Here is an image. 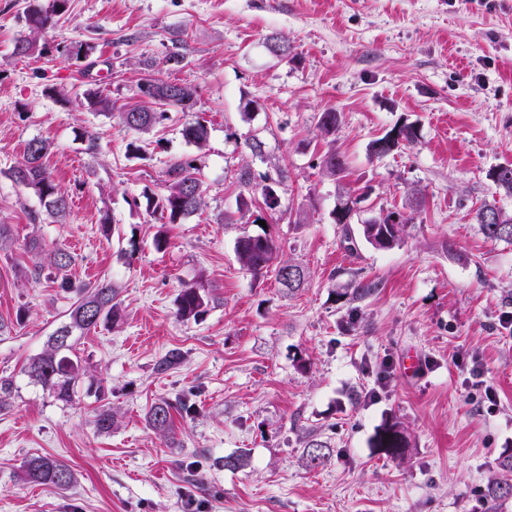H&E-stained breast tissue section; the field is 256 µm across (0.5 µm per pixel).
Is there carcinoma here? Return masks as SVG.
I'll use <instances>...</instances> for the list:
<instances>
[{"label": "carcinoma", "mask_w": 512, "mask_h": 512, "mask_svg": "<svg viewBox=\"0 0 512 512\" xmlns=\"http://www.w3.org/2000/svg\"><path fill=\"white\" fill-rule=\"evenodd\" d=\"M69 9V0H29L25 9V23L29 35L16 38L13 53L20 57H29L33 49H38V55L45 56L54 51L68 55V46L50 49L38 46L39 34L56 24ZM187 57V42L182 35L177 34L170 39V46L162 59V64L177 69ZM156 62H142L144 77L139 84V90L144 101L126 104L115 108L112 102L98 93L87 90L84 97L89 105L100 112L112 115L119 125L136 134L127 146V153L135 158L146 154L147 146L144 136L153 129L164 125L170 119V111L192 112L196 105L197 88L191 84H181V95L174 96L166 91L170 83L158 80L152 76ZM339 115L333 108L320 113L316 128L319 135L327 139L336 134ZM181 134L186 143L201 151L205 148L209 130L207 125L199 120L184 123ZM390 140L388 148H372L377 157H384L394 151H403L415 142V133L409 126L392 129L383 137L373 141L378 144ZM49 144L42 139L30 140L25 148L23 160L13 167L9 176L11 180L37 196L40 206L46 213L62 220L70 209V196L63 190L43 164V158L48 154ZM322 169L331 175L344 171V159L331 151L322 160ZM199 169L195 160L183 156L171 159L165 170L163 191L143 193L146 209L160 212L168 219V223L176 224L200 211L207 203L198 178ZM491 178L496 186L507 194H512V165H501L491 172ZM260 193L262 205L259 206L256 219L265 220L277 214H283L279 188L288 181V170L277 162L269 163L268 170L260 176ZM336 223L341 225L342 242L349 251L356 249L350 224L357 215V205L361 198L349 191L342 192L338 198ZM475 220L483 236L491 241L512 243V212L498 205L495 200L483 202L475 212ZM410 219L397 214L394 222L386 220L375 223L365 221L362 224V235L366 242L378 249H389L402 238ZM31 250L42 257L43 262L37 265L33 273L39 274L44 269L51 270L54 275L53 283L57 284L58 292L72 297L73 302L67 311V321L63 322L50 336L46 348L33 358L25 367L29 378L43 388L49 390L52 396L64 403L75 401L78 387L86 378H92L81 357L78 354L77 334L103 323L114 326L121 320L119 289L114 282L101 277L93 282L77 285L64 272L72 265L73 255L64 248H43L38 240H32ZM236 254L242 269L253 276H259L269 269H274L278 283L290 290L302 286L306 273L302 265L293 261L278 259L279 248L268 237L243 235L236 243ZM215 302L204 287L199 285L181 288L175 298V316L181 321L198 320L208 307ZM14 381L9 376L0 377V411L8 409L14 392ZM175 406L169 401H161L153 405L149 413V423L157 434L164 436L173 424ZM115 422L112 408L104 405L96 409L95 423L99 431L109 432ZM371 446L387 458L403 460L410 448V439L405 428L398 421L387 422L377 429L371 440ZM329 446L313 436L305 442L304 456L307 464L316 467L323 464L329 457ZM499 473L490 477L486 486L480 491V500L487 505V512H492L501 501L512 499V450L504 449L498 458ZM25 479L37 485L54 489H66L74 481L71 467L59 460L44 457H32L23 466Z\"/></svg>", "instance_id": "obj_1"}]
</instances>
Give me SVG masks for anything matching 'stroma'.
Here are the masks:
<instances>
[{
	"instance_id": "1",
	"label": "stroma",
	"mask_w": 512,
	"mask_h": 512,
	"mask_svg": "<svg viewBox=\"0 0 512 512\" xmlns=\"http://www.w3.org/2000/svg\"><path fill=\"white\" fill-rule=\"evenodd\" d=\"M26 5L0 0V225L11 238L0 251V319L13 324L0 335V375L16 380L0 412V512H484L478 492L512 448V325L503 321L512 244L487 240L474 213L492 199L512 210L489 176L512 164V0H70L43 40L93 43L92 78L59 56L14 55ZM175 33L190 53L173 71L160 61ZM273 34L288 58L268 50ZM146 59L155 78L196 86L203 150L186 144L188 116L175 112L149 134L146 157H131L132 132L88 107L87 89L119 106L138 101ZM53 85L83 92L60 102ZM328 108L340 115L329 142L316 128ZM403 125L414 146L374 157L372 142ZM254 134L266 159L244 145ZM34 138L49 142L44 162L72 200L60 222L32 223L37 197L8 176ZM330 150L347 162L334 177L320 166ZM181 155L196 158L207 206L171 224L134 200L162 191L167 162ZM270 159L288 167L281 197L291 216L262 226L239 212L261 196L237 176L263 174ZM343 188L364 196L366 217L412 216L400 242L347 251L332 215ZM245 234L300 261L305 287L291 294L274 273L242 270ZM35 237L73 254V281L120 286V323L78 344L107 381L111 432L96 429L93 398L63 404L24 373L67 308L32 273ZM193 283L218 301L183 322L174 300ZM368 283L373 292L354 297ZM172 349L180 363L158 372ZM181 394L190 411H176L168 437L158 436L148 409ZM392 419L411 441L401 462L370 446ZM310 434L330 447L314 468L303 457ZM240 453L244 468L223 467ZM33 456L69 463L73 487L28 483L22 466Z\"/></svg>"
}]
</instances>
